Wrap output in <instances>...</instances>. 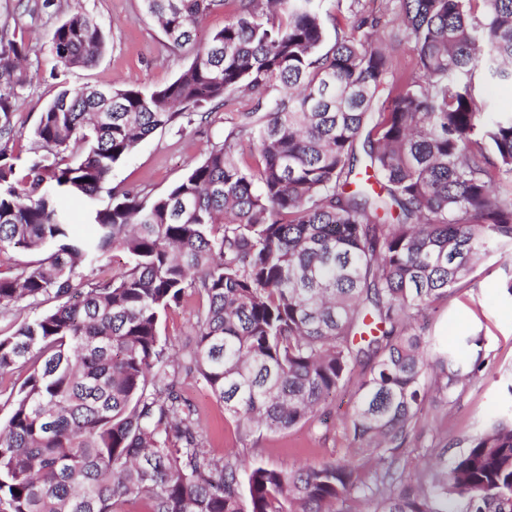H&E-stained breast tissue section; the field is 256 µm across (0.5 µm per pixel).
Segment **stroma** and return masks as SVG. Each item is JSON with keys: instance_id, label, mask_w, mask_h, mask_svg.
I'll return each mask as SVG.
<instances>
[{"instance_id": "35a3bbf8", "label": "stroma", "mask_w": 512, "mask_h": 512, "mask_svg": "<svg viewBox=\"0 0 512 512\" xmlns=\"http://www.w3.org/2000/svg\"><path fill=\"white\" fill-rule=\"evenodd\" d=\"M61 11L80 9L97 19L105 35L98 61L67 76L71 86L108 88L127 80L150 89L169 82L192 58L191 49H172L156 22L145 14L141 0H60ZM60 13L38 16L17 11L15 0H0V25L25 35L30 48L25 68L27 80L20 90L14 116L17 128L30 130L46 105L59 92L50 75L53 54L48 31ZM240 100L230 101L215 123L183 131L156 133L112 171L113 184L150 195L166 192L202 160L210 139L224 136L231 113L241 110ZM512 280V264L494 254L480 262L469 288L440 305L426 318L425 333L447 345L457 337H481L485 363L459 399L450 405L426 401L422 413L398 455L408 471L419 472L424 461L442 452L455 457L467 438L478 434L486 421L512 405V296L504 286ZM356 366L350 380L339 389L312 423L286 432L237 431L224 407L206 386L192 379L182 388L196 404L210 448L219 456L239 454L247 463L296 468L314 460H335L355 467L365 461L354 447L346 423L356 399L358 383L367 373Z\"/></svg>"}]
</instances>
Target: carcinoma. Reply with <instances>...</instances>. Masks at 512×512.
I'll list each match as a JSON object with an SVG mask.
<instances>
[{
  "label": "carcinoma",
  "instance_id": "cac0c4a2",
  "mask_svg": "<svg viewBox=\"0 0 512 512\" xmlns=\"http://www.w3.org/2000/svg\"><path fill=\"white\" fill-rule=\"evenodd\" d=\"M175 48L226 0H142ZM224 27L167 84L64 86L29 132L12 118L23 37L0 26V252L42 258L0 275V307L54 308L0 335V376L30 373L0 425V512H512V409L416 481L395 456L433 393L456 401L479 340L436 349L418 326L491 251L512 257V112L476 90L512 82V0H391L384 22L350 0L325 48L323 0H234ZM414 44L410 72L393 44ZM54 78L93 65L104 33L74 9L52 29ZM227 135L161 195L112 185L156 131ZM247 140L253 162L238 156ZM86 202L93 237L61 199ZM118 274L83 273L115 251ZM198 301L181 359L163 315ZM369 366L347 429L368 474L217 456L181 391L202 381L237 429L313 419Z\"/></svg>",
  "mask_w": 512,
  "mask_h": 512
}]
</instances>
